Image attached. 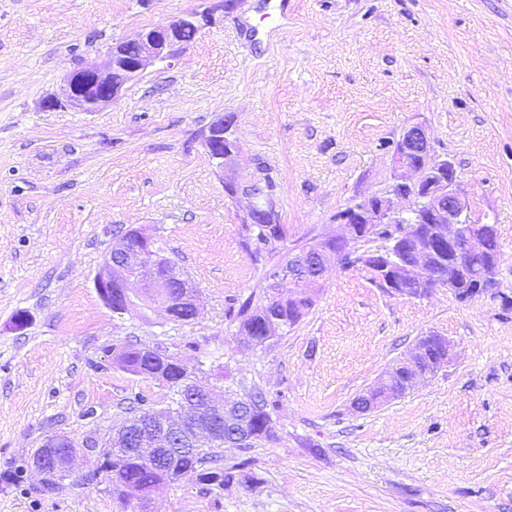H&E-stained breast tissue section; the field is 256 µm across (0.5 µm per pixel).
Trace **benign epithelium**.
Masks as SVG:
<instances>
[{
  "mask_svg": "<svg viewBox=\"0 0 512 512\" xmlns=\"http://www.w3.org/2000/svg\"><path fill=\"white\" fill-rule=\"evenodd\" d=\"M199 28L197 16L186 15L144 29L132 40L112 45L102 64L85 65L72 71L64 81L61 95L46 99L44 107L99 111L149 65L175 58L187 45L183 31ZM204 146L221 169L238 151L230 124L222 120L210 128ZM392 157V183L387 190L342 210L336 218L339 231L326 236L333 246L318 250L311 263L306 261L307 255H297L288 265V280L293 284L319 283L324 279L328 263L340 260L344 253L351 251L362 256L366 266L374 270V277L391 293L424 296L432 292V288L424 285L426 270L445 251L448 274L435 287L448 289L460 302L495 294L501 256L489 244L498 239L497 225L471 219L468 202L459 189L455 165L435 154L427 127L418 123L407 127ZM388 224L394 230L390 246L374 251L366 248ZM132 282L141 285L139 293H130ZM114 286L121 289L125 304V308L116 310L118 314L129 312L144 300L169 311L170 302L157 297L168 284L156 272L153 238L141 229L131 236L113 239L94 278L95 290L109 308ZM180 288L183 289L181 300L192 315H197L196 285L182 278ZM450 352L451 345L445 337L436 334L423 337L417 355L384 375L379 387L359 396L354 408L368 411L427 381L448 363ZM251 409V403L245 399L226 401L216 397L213 390L199 387L191 402L178 410L156 409L135 433L116 428L111 436L117 442L130 443L131 447L124 452L137 460L157 463L170 453L175 440L195 446L237 441L245 425L244 416ZM112 441L102 446L94 442L80 444L68 435L51 434L41 442L37 450L39 461L34 468L46 482L63 480L72 475L77 447L83 445L97 449L96 463L89 472L98 470L103 474L101 463Z\"/></svg>",
  "mask_w": 512,
  "mask_h": 512,
  "instance_id": "1",
  "label": "benign epithelium"
}]
</instances>
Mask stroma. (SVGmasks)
Wrapping results in <instances>:
<instances>
[{"instance_id":"1","label":"stroma","mask_w":512,"mask_h":512,"mask_svg":"<svg viewBox=\"0 0 512 512\" xmlns=\"http://www.w3.org/2000/svg\"><path fill=\"white\" fill-rule=\"evenodd\" d=\"M279 2L0 0V512H512V0H287L284 22ZM189 13L207 17L189 46L114 103L43 108L113 43ZM223 118L238 152L220 170L204 140ZM415 123L453 161L472 219L498 226L499 295L399 296L333 263L299 323L247 343L236 313L264 270L226 182H272L284 255L386 189L390 145ZM140 228L196 283L194 320L100 301L113 232ZM431 333L448 364L354 412ZM136 340L202 365L197 383L226 399L262 389L277 441L224 448L222 489L193 476L143 506L85 484L87 442L132 393L167 398L102 366L103 347ZM53 433L81 448L47 492L28 461Z\"/></svg>"}]
</instances>
